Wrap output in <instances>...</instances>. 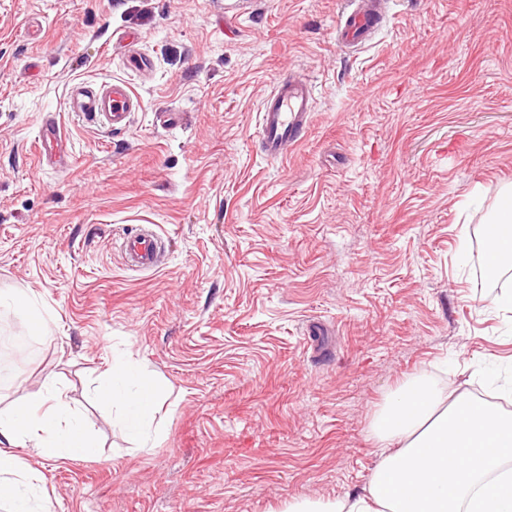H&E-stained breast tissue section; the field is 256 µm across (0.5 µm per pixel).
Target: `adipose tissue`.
Segmentation results:
<instances>
[{"label":"adipose tissue","instance_id":"1","mask_svg":"<svg viewBox=\"0 0 512 512\" xmlns=\"http://www.w3.org/2000/svg\"><path fill=\"white\" fill-rule=\"evenodd\" d=\"M104 374L99 399L118 408L139 448L153 447L158 382L131 361L107 362ZM373 432L378 461L361 493L296 500L287 512H512L511 413L415 379L387 397ZM20 448L55 461L97 456L54 376L0 409V512H49L45 477L17 456Z\"/></svg>","mask_w":512,"mask_h":512}]
</instances>
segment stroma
<instances>
[{
  "label": "stroma",
  "instance_id": "1",
  "mask_svg": "<svg viewBox=\"0 0 512 512\" xmlns=\"http://www.w3.org/2000/svg\"><path fill=\"white\" fill-rule=\"evenodd\" d=\"M345 0H0V290L35 293L49 338L0 403L57 375L100 457L17 454L54 512H284L359 491L372 422L423 377L512 413V292L481 281L482 226L512 187V0H388L358 50ZM153 61L128 67L122 34ZM315 86L287 158L261 151L274 79ZM129 80L108 130L67 111L81 81ZM172 112L164 125L157 113ZM64 152L36 160L43 117ZM152 230L163 264L128 265ZM165 391L142 450L92 389L110 357Z\"/></svg>",
  "mask_w": 512,
  "mask_h": 512
}]
</instances>
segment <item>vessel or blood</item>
<instances>
[{"label":"vessel or blood","instance_id":"obj_1","mask_svg":"<svg viewBox=\"0 0 512 512\" xmlns=\"http://www.w3.org/2000/svg\"><path fill=\"white\" fill-rule=\"evenodd\" d=\"M386 0H348V8L336 25L337 42L348 49L372 39L385 12ZM314 86L299 75L278 78L258 112V128L264 157L283 159L288 149L299 143L311 121ZM141 101L130 85L121 79L100 84L80 82L67 97L66 109L110 128L125 125ZM125 254L136 269L148 271L161 264L159 239L138 233L127 238Z\"/></svg>","mask_w":512,"mask_h":512}]
</instances>
